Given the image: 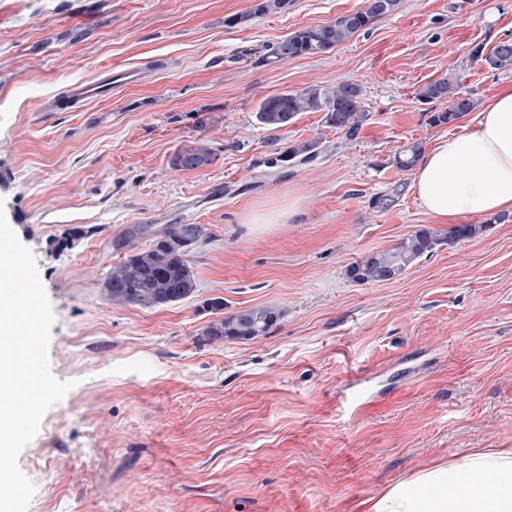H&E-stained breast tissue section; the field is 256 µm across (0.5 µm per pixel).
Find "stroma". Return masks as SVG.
I'll use <instances>...</instances> for the list:
<instances>
[{
  "mask_svg": "<svg viewBox=\"0 0 512 512\" xmlns=\"http://www.w3.org/2000/svg\"><path fill=\"white\" fill-rule=\"evenodd\" d=\"M255 0H0V213L34 253L55 313L48 356L74 388L19 457L29 512H353L422 466L512 448V215L360 284L349 263L431 219L396 168L432 126L416 92L455 74L486 102L512 71L473 61L512 37V0H400L327 53L267 65L241 57L364 0H288L232 24ZM360 86L355 138L304 112L255 121L268 95ZM104 93L76 97L79 86ZM281 147L317 155L281 166ZM208 140L214 161L176 170ZM297 204L262 230L254 211ZM202 224L196 293L112 305L104 280L167 226ZM225 313L276 305L250 341L209 344ZM183 156L179 161L180 156ZM214 151L207 140H196L191 145L177 150L171 158V166L177 170H194L203 168L213 162ZM318 142L315 140H308V141H301V142H294L293 144L289 145L285 150L283 151H277L279 148L275 149V153H280L278 155V158L276 160L281 162L286 161H293L297 159L298 157H302L301 161H307L314 157V152L317 148Z\"/></svg>",
  "mask_w": 512,
  "mask_h": 512,
  "instance_id": "obj_1",
  "label": "stroma"
}]
</instances>
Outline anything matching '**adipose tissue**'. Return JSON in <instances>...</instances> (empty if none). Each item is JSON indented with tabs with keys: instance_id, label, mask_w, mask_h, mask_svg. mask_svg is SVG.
<instances>
[{
	"instance_id": "ef3b65f1",
	"label": "adipose tissue",
	"mask_w": 512,
	"mask_h": 512,
	"mask_svg": "<svg viewBox=\"0 0 512 512\" xmlns=\"http://www.w3.org/2000/svg\"><path fill=\"white\" fill-rule=\"evenodd\" d=\"M413 188L439 224L512 213V88L499 90L457 135L423 152ZM356 512H512V448H484L420 469Z\"/></svg>"
}]
</instances>
